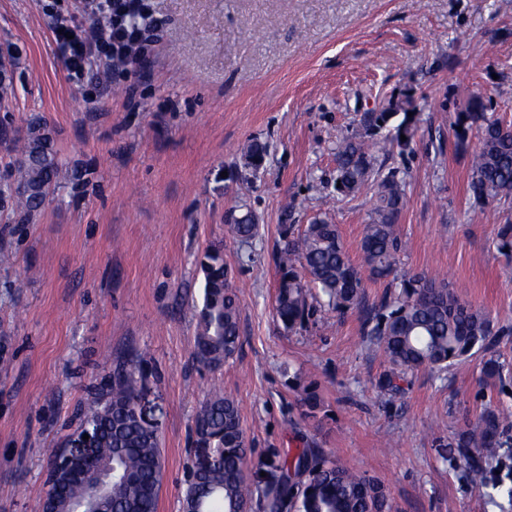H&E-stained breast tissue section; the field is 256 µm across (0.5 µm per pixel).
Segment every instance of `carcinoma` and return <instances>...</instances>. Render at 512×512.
<instances>
[{
    "label": "carcinoma",
    "instance_id": "obj_1",
    "mask_svg": "<svg viewBox=\"0 0 512 512\" xmlns=\"http://www.w3.org/2000/svg\"><path fill=\"white\" fill-rule=\"evenodd\" d=\"M412 100L390 101L366 112L364 136L336 142V193L354 196L373 188L375 206L364 224L360 251L363 265L375 279L396 272L402 249L398 221L407 205L405 177L393 169L369 183L375 154L404 153L418 129L419 113L408 115ZM483 98H471L468 110L457 112L452 126L458 144L472 127L480 130L479 147L470 159L468 191L478 203L512 199V125L487 115ZM387 134L375 139L382 130ZM406 140H401V137ZM19 158L14 178L0 183V202L29 218L68 178V167L55 151L43 124L31 122L17 139ZM245 165L263 166L266 145L253 141L241 150ZM231 229L242 242L259 235L256 214L248 209ZM497 250L512 263V223L499 225ZM279 280L275 313L287 329L302 322L311 309L312 290L319 291L328 310L340 314L359 308L364 278L350 259L338 225L326 218L306 225L296 236L284 238L277 252ZM203 302L198 311L195 351L199 360L217 366L240 347V311L232 289L224 248L213 246L200 261ZM397 290L385 296L365 319L364 335L384 353L389 369L379 388L402 390L400 381L421 369H444L474 354L486 356L480 383L504 384L505 364L491 354L512 326L493 321L484 311L462 302L447 285L425 274H405ZM144 365L134 359L118 363L110 389L99 394L80 426L97 438L98 461L84 479L62 474L51 496L53 512L82 507L87 485L107 478L112 512H157L162 477L158 426L143 420L137 400L148 386ZM512 443V414L484 409L455 438L469 464L473 483L481 484L482 462ZM194 479L183 493L184 512H392L385 485L373 476L349 468L317 448L270 453L261 470L250 472L248 440L235 401L212 392L196 412L192 439Z\"/></svg>",
    "mask_w": 512,
    "mask_h": 512
}]
</instances>
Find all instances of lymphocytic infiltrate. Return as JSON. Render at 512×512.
<instances>
[{
	"label": "lymphocytic infiltrate",
	"instance_id": "f902f5d3",
	"mask_svg": "<svg viewBox=\"0 0 512 512\" xmlns=\"http://www.w3.org/2000/svg\"><path fill=\"white\" fill-rule=\"evenodd\" d=\"M76 6L89 18H107L105 28L94 30L74 24L57 11L48 13L65 69L77 82L105 88L117 65L152 53L155 41L148 34L146 0H76Z\"/></svg>",
	"mask_w": 512,
	"mask_h": 512
}]
</instances>
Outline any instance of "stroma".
I'll use <instances>...</instances> for the list:
<instances>
[{
    "mask_svg": "<svg viewBox=\"0 0 512 512\" xmlns=\"http://www.w3.org/2000/svg\"><path fill=\"white\" fill-rule=\"evenodd\" d=\"M156 55L93 90L71 81L44 0H0V54L15 94L0 101V182L13 141L35 118L75 176L26 223L0 207V512H38L47 470L114 362L143 360L160 405L157 512H183L194 418L211 387L237 404L250 466L271 449L338 456L379 479L393 512H512V447L474 485L454 438L484 406L512 409V381L486 389L482 359L407 375L381 392L388 362L363 336L391 289L366 279L359 309L313 306L285 330L274 312L276 250L328 215L354 263L371 193L334 186L338 138L364 113L411 95L421 114L404 153L377 156L373 179L406 178L398 273L437 275L462 302L512 321V263L496 248L512 201L468 193L470 132L450 123L475 95L512 124V0H151ZM265 143L255 173L240 150ZM248 205L260 234L239 241L230 215ZM240 306L241 346L219 366L194 354L213 243ZM321 399L316 418L304 386Z\"/></svg>",
    "mask_w": 512,
    "mask_h": 512,
    "instance_id": "35a3bbf8",
    "label": "stroma"
}]
</instances>
